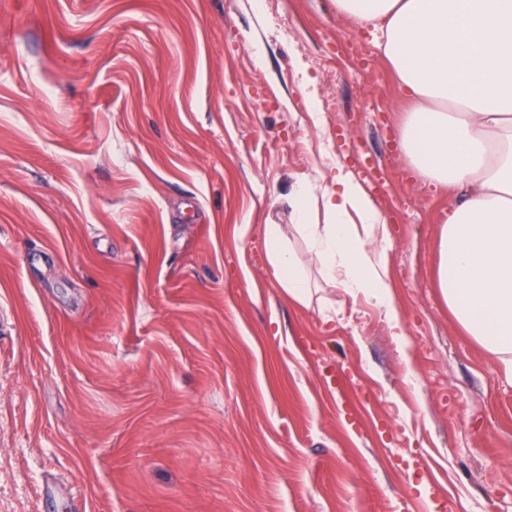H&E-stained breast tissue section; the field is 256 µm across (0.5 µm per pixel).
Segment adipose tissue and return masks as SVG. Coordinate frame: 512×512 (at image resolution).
Masks as SVG:
<instances>
[{
    "mask_svg": "<svg viewBox=\"0 0 512 512\" xmlns=\"http://www.w3.org/2000/svg\"><path fill=\"white\" fill-rule=\"evenodd\" d=\"M338 13L380 33L378 46L409 102L402 145L420 179L450 192L438 240L436 286L461 327L512 379V0H334ZM325 221H309L304 186L291 234L266 228L268 257L289 297L319 280L382 306L400 344L389 282L388 228L353 173L337 165Z\"/></svg>",
    "mask_w": 512,
    "mask_h": 512,
    "instance_id": "ef3b65f1",
    "label": "adipose tissue"
}]
</instances>
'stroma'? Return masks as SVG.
<instances>
[{
	"mask_svg": "<svg viewBox=\"0 0 512 512\" xmlns=\"http://www.w3.org/2000/svg\"><path fill=\"white\" fill-rule=\"evenodd\" d=\"M406 108L333 0H0V512H512V382L434 286ZM338 161L408 346L269 261ZM266 238L268 257L278 273L282 287L293 300L305 302L310 294V282L290 238L287 241L280 224L267 225Z\"/></svg>",
	"mask_w": 512,
	"mask_h": 512,
	"instance_id": "35a3bbf8",
	"label": "stroma"
}]
</instances>
